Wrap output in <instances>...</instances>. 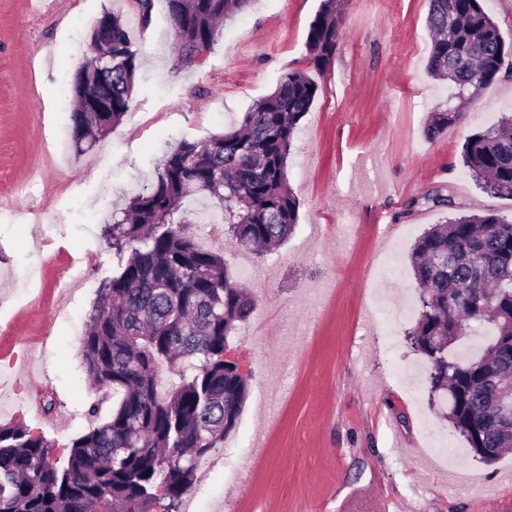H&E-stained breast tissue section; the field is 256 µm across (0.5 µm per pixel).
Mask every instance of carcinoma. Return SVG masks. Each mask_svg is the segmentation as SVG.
<instances>
[{
    "instance_id": "obj_1",
    "label": "carcinoma",
    "mask_w": 512,
    "mask_h": 512,
    "mask_svg": "<svg viewBox=\"0 0 512 512\" xmlns=\"http://www.w3.org/2000/svg\"><path fill=\"white\" fill-rule=\"evenodd\" d=\"M155 0H133L138 31L121 10L98 27L112 30V73L92 54L72 86L73 142L105 135L128 113L140 67L138 39L152 24ZM176 67L195 64L220 23L256 0H165ZM341 0H324L310 25L306 53L312 72H289L253 104L236 127L203 140H184L164 159L157 178L112 215L103 238L117 258L103 282L81 342L93 387L116 401L107 421L73 439L66 463L51 462L54 444L22 423L0 424V512H179L196 482L198 461L224 447L248 396L247 376L227 357L231 340L255 309L229 273L224 256L200 246L189 225L190 201H217L230 242L255 255L281 245L298 221L287 164L295 131L336 53ZM434 40L431 76L446 80L451 98L472 99L504 69L512 41L483 0H429ZM106 109L92 111L89 101ZM449 105L432 113L430 138L456 125ZM462 166L483 192L512 200V115L466 137ZM411 266L421 310L408 332L427 363L429 399L444 400L446 418L486 463L512 448V426L495 407L512 385V217L456 214L415 240ZM490 326L482 354L449 357L457 337Z\"/></svg>"
}]
</instances>
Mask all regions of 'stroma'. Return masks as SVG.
<instances>
[{
  "mask_svg": "<svg viewBox=\"0 0 512 512\" xmlns=\"http://www.w3.org/2000/svg\"><path fill=\"white\" fill-rule=\"evenodd\" d=\"M32 2L0 0V353L27 352L0 371V423L45 435L61 464L71 440L112 410L80 352L117 264L105 222L153 183L182 140L223 132L283 75L308 70L320 0H257L185 69L175 66L156 0L130 110L82 153L72 142L71 85L113 0H53L37 15ZM428 7L343 0L336 54L316 77L288 159L294 234L259 257L231 246L223 225L211 227V251L257 306L234 343L249 397L214 453L218 467L192 489L197 512H512V451L492 464L467 456L464 485L445 493L431 452L464 442L430 409L425 362L405 339L419 313L410 250L448 213L409 210L407 200L443 188L467 212L512 215V200L479 190L460 164L466 136L512 113V77L489 84L456 126L428 139L430 113L452 92L426 71ZM78 258L84 283L60 301L56 282ZM38 384L55 407L35 416L25 389Z\"/></svg>",
  "mask_w": 512,
  "mask_h": 512,
  "instance_id": "35a3bbf8",
  "label": "stroma"
}]
</instances>
